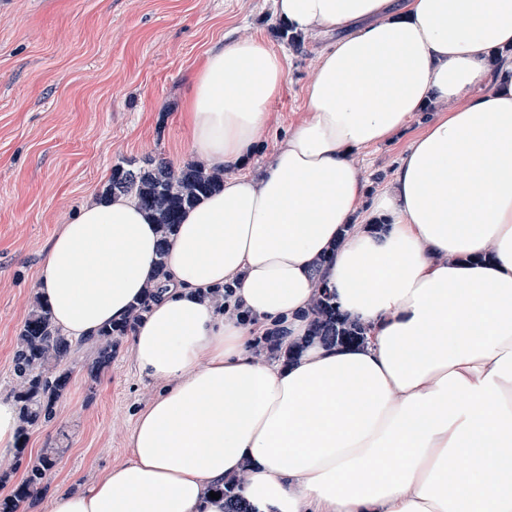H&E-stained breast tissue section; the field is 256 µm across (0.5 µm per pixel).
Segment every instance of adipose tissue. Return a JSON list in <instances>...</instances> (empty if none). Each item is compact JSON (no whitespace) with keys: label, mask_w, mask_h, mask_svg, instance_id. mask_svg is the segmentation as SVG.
Here are the masks:
<instances>
[{"label":"adipose tissue","mask_w":512,"mask_h":512,"mask_svg":"<svg viewBox=\"0 0 512 512\" xmlns=\"http://www.w3.org/2000/svg\"><path fill=\"white\" fill-rule=\"evenodd\" d=\"M297 33L341 31L306 88L308 117L260 176L183 217L132 352L163 392L132 458L57 490L47 512H512V0H275ZM286 80L260 36L212 47L184 102L191 155L243 165ZM455 102L368 195L356 150ZM153 219L89 199L51 239L37 289L68 337L126 317L156 271ZM233 283L253 320L218 311ZM369 328L362 345L258 360L257 336L318 284ZM238 481L224 480L217 488L224 496V512H253L251 505L240 495Z\"/></svg>","instance_id":"ef3b65f1"}]
</instances>
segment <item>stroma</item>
<instances>
[{
  "mask_svg": "<svg viewBox=\"0 0 512 512\" xmlns=\"http://www.w3.org/2000/svg\"><path fill=\"white\" fill-rule=\"evenodd\" d=\"M274 0H0V395L11 389L18 329L51 237L100 196L124 159L190 163L182 105L214 45L260 35L286 58L287 79L243 172L260 173L306 119L305 87L337 33L278 38ZM426 109L387 143L356 151L370 192L391 181L400 156L436 112ZM73 344L71 380L49 426L29 432L26 458L61 451L49 488L99 478L129 461L139 414L163 391L140 378L124 342L96 385Z\"/></svg>",
  "mask_w": 512,
  "mask_h": 512,
  "instance_id": "1",
  "label": "stroma"
}]
</instances>
